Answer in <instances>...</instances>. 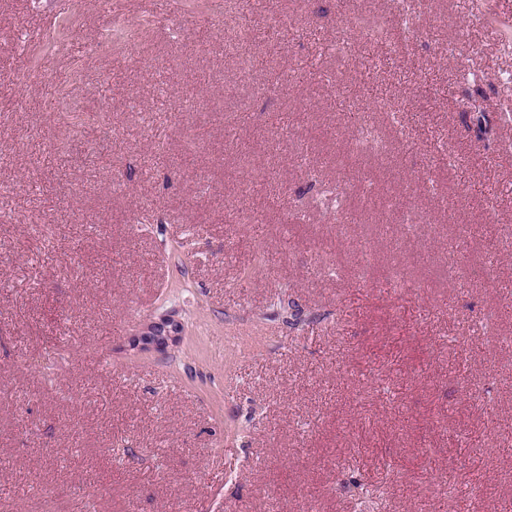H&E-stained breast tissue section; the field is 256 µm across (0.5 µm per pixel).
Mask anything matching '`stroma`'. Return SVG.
Instances as JSON below:
<instances>
[{"label": "stroma", "instance_id": "obj_1", "mask_svg": "<svg viewBox=\"0 0 512 512\" xmlns=\"http://www.w3.org/2000/svg\"><path fill=\"white\" fill-rule=\"evenodd\" d=\"M179 2L175 19L170 0H123L137 36L114 44L106 0H0V494L15 512H353L378 480L376 512L450 488L494 512L512 500L488 426L512 420V357L484 325L512 337V245L489 255L483 236L512 225V0H427L441 40L382 71L402 113L385 158L351 154L329 90L255 100L220 14ZM286 10L319 36L275 55L283 72L336 37L333 0ZM75 67L105 164L31 108L41 73ZM297 108L302 123L270 120ZM234 136L263 143L243 155ZM437 143L475 188L463 206ZM263 180L280 207L242 194ZM402 204L426 219L411 240ZM464 232L475 252L449 269ZM165 316L178 341L137 344Z\"/></svg>", "mask_w": 512, "mask_h": 512}]
</instances>
